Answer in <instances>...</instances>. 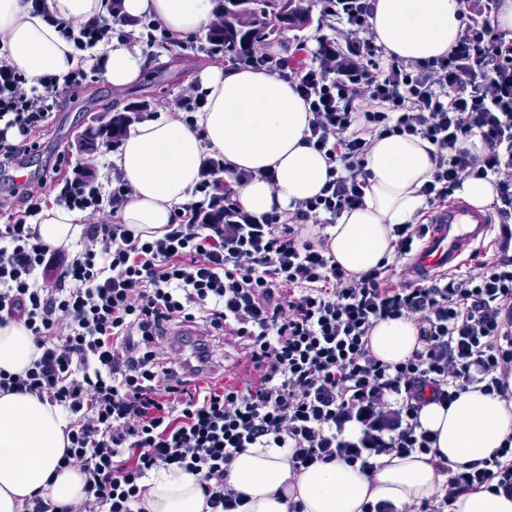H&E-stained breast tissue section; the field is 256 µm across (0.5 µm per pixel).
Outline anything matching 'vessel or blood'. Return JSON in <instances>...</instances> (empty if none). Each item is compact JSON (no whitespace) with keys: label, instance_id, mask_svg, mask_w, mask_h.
Segmentation results:
<instances>
[{"label":"vessel or blood","instance_id":"vessel-or-blood-1","mask_svg":"<svg viewBox=\"0 0 512 512\" xmlns=\"http://www.w3.org/2000/svg\"><path fill=\"white\" fill-rule=\"evenodd\" d=\"M493 224L490 210L462 198L435 207L426 235L406 261L407 275L424 278L457 268L483 246Z\"/></svg>","mask_w":512,"mask_h":512}]
</instances>
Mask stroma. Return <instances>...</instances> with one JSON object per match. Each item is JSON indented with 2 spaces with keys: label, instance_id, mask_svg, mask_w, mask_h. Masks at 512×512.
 Segmentation results:
<instances>
[{
  "label": "stroma",
  "instance_id": "stroma-1",
  "mask_svg": "<svg viewBox=\"0 0 512 512\" xmlns=\"http://www.w3.org/2000/svg\"><path fill=\"white\" fill-rule=\"evenodd\" d=\"M321 26L322 21L316 16L304 31L286 32L281 40L273 42L272 54L286 59L293 69L310 63L322 33ZM203 39V33L199 32L184 44L160 38L154 45L144 47V55L154 59V66L145 69L137 85L121 92L104 82L95 66H87V77L80 86L61 89L48 130L35 136L37 148L17 159L12 169L0 173V198L10 194L19 174L38 180L44 168L59 159L64 162L62 173L66 176L72 175L75 168L92 167L96 186L106 190L114 167L111 153L102 150L91 155L77 153L74 148L77 135L103 112L123 109L132 101H148L150 117H177L182 111L183 99L198 93L192 79L196 64L202 60L222 66L228 63L223 55L212 56L202 51ZM162 55L170 56V63L158 64L157 59Z\"/></svg>",
  "mask_w": 512,
  "mask_h": 512
}]
</instances>
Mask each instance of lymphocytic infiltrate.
<instances>
[{
	"instance_id": "lymphocytic-infiltrate-1",
	"label": "lymphocytic infiltrate",
	"mask_w": 512,
	"mask_h": 512,
	"mask_svg": "<svg viewBox=\"0 0 512 512\" xmlns=\"http://www.w3.org/2000/svg\"><path fill=\"white\" fill-rule=\"evenodd\" d=\"M329 31L296 89L313 118L306 142L330 164L321 193L291 216L255 219L232 196L230 224L176 215L163 237L141 239L119 224L87 225L77 252L42 244L28 223L42 190L88 215L120 206L130 188L107 192L58 167L14 191L24 215L0 225V324L24 320L40 357L21 374L0 373V391L37 396L64 409L69 444L61 465L85 475L78 508L36 495L25 512H144V480L163 467L198 477L211 512H238L246 500L224 480L249 448L292 447V473L341 460L369 472L381 455L428 454L433 439L417 421L425 392L445 404L469 388L512 400V37L497 0L468 18L453 53L426 61L386 58L371 37L370 0H316ZM347 36L338 39L337 27ZM52 78L38 84L0 67V168L49 124ZM418 136L434 148L421 193L448 202L468 177L491 180L497 252L433 279L388 282L389 264L354 275L325 254L324 232L305 237L311 218L333 225L361 206L365 159L375 136ZM479 138L482 149L466 143ZM414 318L423 347L388 365L368 347L374 323ZM200 327L202 351L241 350L250 376L200 386L209 361L182 372L159 340ZM355 438H345V430ZM419 512H446L457 495L493 485L512 497V437L491 458L447 470Z\"/></svg>"
}]
</instances>
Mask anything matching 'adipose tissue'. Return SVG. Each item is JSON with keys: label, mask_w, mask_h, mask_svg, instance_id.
<instances>
[{"label": "adipose tissue", "mask_w": 512, "mask_h": 512, "mask_svg": "<svg viewBox=\"0 0 512 512\" xmlns=\"http://www.w3.org/2000/svg\"><path fill=\"white\" fill-rule=\"evenodd\" d=\"M375 44L385 56L425 61L448 56L463 31L459 0H370ZM128 20L149 18L168 38L181 41L206 29L211 0H122ZM107 0H0V64L29 83L44 76L65 83L84 64L85 53L63 28L98 25L109 18ZM149 60L129 36L110 33L98 61L104 80L121 90L135 84ZM196 79L203 99L194 124L176 119L142 121L120 146L119 176L128 198L108 216L145 239L163 237L175 214L195 200L206 155L224 159V181L234 200L254 218L292 209L318 195L328 180L325 156L305 142L312 114L287 75L264 69L215 65ZM431 144L419 137L383 135L366 157L369 174L363 206L344 212L328 230L327 249L353 274L378 266L393 254V227L413 222L424 205L421 189L432 177ZM249 178L236 182L235 173ZM80 212L51 206L32 229L49 248H65L80 233ZM419 327L402 316L379 321L369 348L395 365L421 348ZM40 355L23 322L0 326V371L23 373ZM421 426L435 433V450L409 456L382 455L371 475L343 461L290 471L288 448H249L238 454L225 479L248 499L245 512H363L384 500L399 512H418L440 492L441 464L458 469L483 461L512 435V401L477 389L450 405L436 402L419 413ZM67 423L58 407L36 396L0 392V512H23L33 495L60 506L84 497L85 477L60 468L68 444ZM146 512H207L197 477L164 468L148 479Z\"/></svg>", "instance_id": "1"}]
</instances>
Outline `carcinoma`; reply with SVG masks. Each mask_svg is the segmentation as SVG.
Segmentation results:
<instances>
[{"mask_svg": "<svg viewBox=\"0 0 512 512\" xmlns=\"http://www.w3.org/2000/svg\"><path fill=\"white\" fill-rule=\"evenodd\" d=\"M218 24L206 31L207 50L222 51L237 58L258 59L262 46L279 39L288 31H301L312 21L309 8L302 0H214ZM145 102H131L112 115V133L105 134L92 127L84 134L85 152L92 154L101 147L119 142L131 126L149 111ZM200 223H224V200L212 203L204 200L198 205Z\"/></svg>", "mask_w": 512, "mask_h": 512, "instance_id": "obj_1", "label": "carcinoma"}]
</instances>
